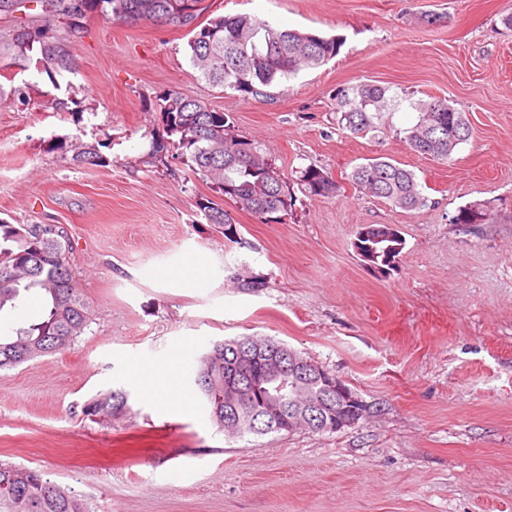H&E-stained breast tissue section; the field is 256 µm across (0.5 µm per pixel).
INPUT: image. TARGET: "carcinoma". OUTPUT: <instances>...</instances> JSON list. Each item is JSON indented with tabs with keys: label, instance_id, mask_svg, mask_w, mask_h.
Instances as JSON below:
<instances>
[{
	"label": "carcinoma",
	"instance_id": "1",
	"mask_svg": "<svg viewBox=\"0 0 512 512\" xmlns=\"http://www.w3.org/2000/svg\"><path fill=\"white\" fill-rule=\"evenodd\" d=\"M14 0H0V19H13L0 30V69L22 71L35 65L51 81L74 71L68 44L56 25L78 29L90 17L110 18L130 24L191 27L188 60L197 77L214 87L230 89L245 97H267L268 88L293 77L301 69L325 65L338 53L341 41L312 32L275 25L247 14L222 15L197 23L207 10L204 0H35L36 9L14 17ZM31 87H0V101H31ZM389 88L360 83L339 85L332 94L338 124L353 137L375 130V119L388 107ZM418 121L407 134L411 149L421 155L446 160L468 141L471 132L454 134L464 114L445 98L429 96L409 100ZM157 110L162 126L151 134L148 164L173 158L237 208L263 223H278L292 210L296 199L288 182L252 140L235 133L229 115L209 109L199 100L169 90L159 96ZM73 160L100 164L105 159L94 148H74ZM355 187L405 210L427 204L413 171L383 157L355 166L349 175ZM297 181L309 196L327 197L339 185L321 167L309 165L298 171ZM195 207L209 224L228 228L224 238L238 233L236 220L211 198L201 196ZM492 222L484 205L460 208L454 224ZM355 248L369 266L386 272L395 266L403 249L399 231L373 224L358 232ZM70 238L59 224H11L0 220V311L15 307L24 293L45 300V314L26 325L0 335V369L17 367L30 360L55 355L71 347L90 326L89 305L76 288L69 263ZM195 384L207 399L210 417L220 424L224 404L216 401L224 390V360L205 354L198 359ZM124 401L109 394L85 407V414L117 411ZM0 512H87L83 499L25 466L0 463Z\"/></svg>",
	"mask_w": 512,
	"mask_h": 512
}]
</instances>
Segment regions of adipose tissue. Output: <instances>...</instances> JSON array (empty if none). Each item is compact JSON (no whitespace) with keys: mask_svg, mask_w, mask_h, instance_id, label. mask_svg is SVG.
<instances>
[{"mask_svg":"<svg viewBox=\"0 0 512 512\" xmlns=\"http://www.w3.org/2000/svg\"><path fill=\"white\" fill-rule=\"evenodd\" d=\"M127 371L143 395L161 408L179 410L190 405L189 395L180 390L182 366L179 357H171L158 365L132 361Z\"/></svg>","mask_w":512,"mask_h":512,"instance_id":"ef3b65f1","label":"adipose tissue"}]
</instances>
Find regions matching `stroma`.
Listing matches in <instances>:
<instances>
[{
    "mask_svg": "<svg viewBox=\"0 0 512 512\" xmlns=\"http://www.w3.org/2000/svg\"><path fill=\"white\" fill-rule=\"evenodd\" d=\"M207 17L247 13L340 36L326 65L247 98L198 80L184 27L91 17L65 31L74 73L34 84V104L0 103V219L60 224L93 322L69 351L0 371V463L44 472L89 512H512V0H205ZM374 82L394 101L363 137L338 127L332 91ZM175 90L229 114L288 179L296 202L264 224L224 202L236 241L195 212L211 185L141 161ZM445 98L470 139L448 160L415 153L408 102ZM95 147L102 166L72 160ZM384 157L413 171L427 204L407 211L361 192L352 169ZM341 190L303 193L300 168ZM484 204L489 224H456ZM367 224L405 246L379 273L354 247ZM201 283L159 277L189 256ZM270 336L346 383L372 408L338 432L227 437L193 383L167 411L128 379L136 359H197L211 341ZM120 390L126 406L89 416ZM175 466L192 483L169 484Z\"/></svg>",
    "mask_w": 512,
    "mask_h": 512,
    "instance_id": "obj_1",
    "label": "stroma"
}]
</instances>
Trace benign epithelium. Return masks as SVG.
I'll use <instances>...</instances> for the list:
<instances>
[{
	"mask_svg": "<svg viewBox=\"0 0 512 512\" xmlns=\"http://www.w3.org/2000/svg\"><path fill=\"white\" fill-rule=\"evenodd\" d=\"M313 387L323 393L311 397ZM259 389L265 395L250 413H244L245 401ZM368 416V404L361 396L293 349L250 336L224 356V432L228 434L269 427L294 431L307 419L321 429L338 431Z\"/></svg>",
	"mask_w": 512,
	"mask_h": 512,
	"instance_id": "benign-epithelium-1",
	"label": "benign epithelium"
}]
</instances>
